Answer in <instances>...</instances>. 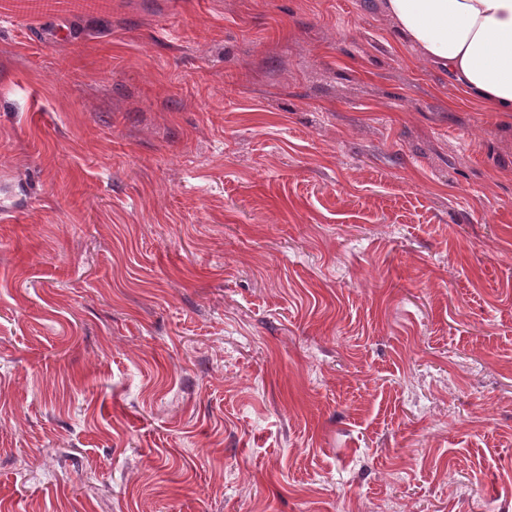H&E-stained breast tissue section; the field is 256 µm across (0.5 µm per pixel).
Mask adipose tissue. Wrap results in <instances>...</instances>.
<instances>
[{"label":"adipose tissue","mask_w":512,"mask_h":512,"mask_svg":"<svg viewBox=\"0 0 512 512\" xmlns=\"http://www.w3.org/2000/svg\"><path fill=\"white\" fill-rule=\"evenodd\" d=\"M398 31L491 111L512 112V0H386Z\"/></svg>","instance_id":"adipose-tissue-1"}]
</instances>
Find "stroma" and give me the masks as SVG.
Returning <instances> with one entry per match:
<instances>
[{"mask_svg": "<svg viewBox=\"0 0 512 512\" xmlns=\"http://www.w3.org/2000/svg\"><path fill=\"white\" fill-rule=\"evenodd\" d=\"M0 512H512V113L382 0L0 10Z\"/></svg>", "mask_w": 512, "mask_h": 512, "instance_id": "35a3bbf8", "label": "stroma"}]
</instances>
